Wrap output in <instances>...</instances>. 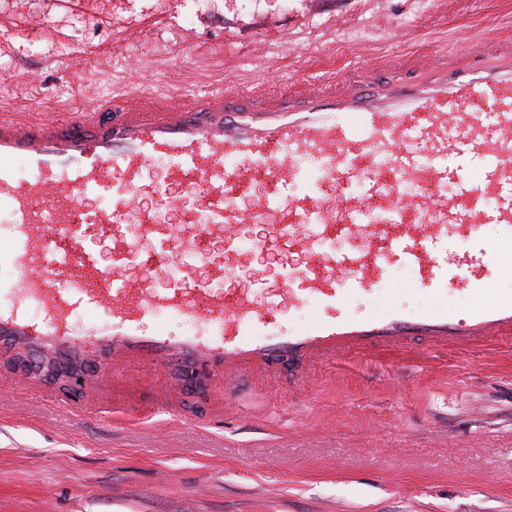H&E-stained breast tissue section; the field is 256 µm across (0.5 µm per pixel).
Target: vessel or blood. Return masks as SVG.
Segmentation results:
<instances>
[{"instance_id":"obj_1","label":"vessel or blood","mask_w":512,"mask_h":512,"mask_svg":"<svg viewBox=\"0 0 512 512\" xmlns=\"http://www.w3.org/2000/svg\"><path fill=\"white\" fill-rule=\"evenodd\" d=\"M469 51L482 67L435 53L411 59L420 73L411 82L378 83L367 67L281 94L227 87L174 106L142 92L57 118L1 112L0 266L14 275L0 279V349L27 355L23 393L64 406L47 365L80 373L91 399L146 364L193 369L227 390L246 373L288 365L303 378L350 353L403 351L415 336L444 349L511 337V295L448 307L499 274L512 244V35ZM158 159L167 189L133 209ZM468 159L480 163L478 180L461 175ZM172 187L196 196L176 234L156 218L172 207ZM247 196L252 205L240 207ZM436 211L441 223H428ZM265 223L297 259L283 264L271 301L264 276L232 285L256 256L242 240ZM486 224L497 239L484 237ZM339 237L346 251L335 250ZM90 238L107 243L108 263L86 251ZM452 239L468 260L449 261ZM395 259L417 269L414 287L435 307L416 316L351 307ZM305 306L315 319L289 329ZM88 308L97 322L78 326ZM160 315L195 327L168 332L152 324Z\"/></svg>"}]
</instances>
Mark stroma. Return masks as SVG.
I'll return each mask as SVG.
<instances>
[{
    "mask_svg": "<svg viewBox=\"0 0 512 512\" xmlns=\"http://www.w3.org/2000/svg\"><path fill=\"white\" fill-rule=\"evenodd\" d=\"M512 31V0H0V113H65L120 92L180 101L352 75L412 78L413 54ZM393 261L357 304L431 295ZM177 370L117 381L102 409L14 406L0 381V512H512V338L202 381L189 426L150 400Z\"/></svg>",
    "mask_w": 512,
    "mask_h": 512,
    "instance_id": "1",
    "label": "stroma"
}]
</instances>
